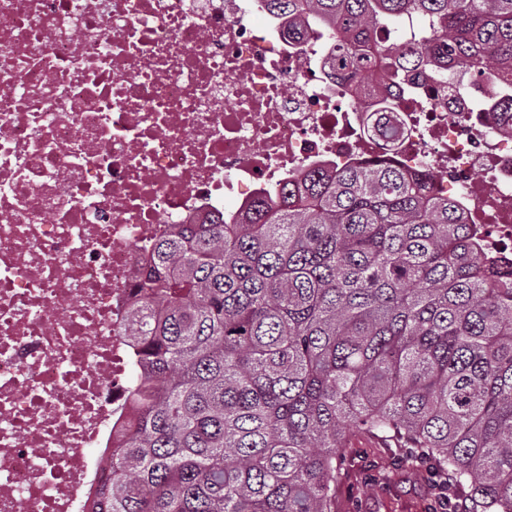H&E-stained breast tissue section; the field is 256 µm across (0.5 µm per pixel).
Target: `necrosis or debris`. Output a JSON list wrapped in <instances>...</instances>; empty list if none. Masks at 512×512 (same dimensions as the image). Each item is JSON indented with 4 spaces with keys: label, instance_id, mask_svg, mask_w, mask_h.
Masks as SVG:
<instances>
[{
    "label": "necrosis or debris",
    "instance_id": "obj_1",
    "mask_svg": "<svg viewBox=\"0 0 512 512\" xmlns=\"http://www.w3.org/2000/svg\"><path fill=\"white\" fill-rule=\"evenodd\" d=\"M373 39L393 51L360 81L262 0H0V512H87L153 245L226 200L323 165L430 168L482 251L512 257V88L406 72L414 17ZM386 103L392 144L366 125Z\"/></svg>",
    "mask_w": 512,
    "mask_h": 512
}]
</instances>
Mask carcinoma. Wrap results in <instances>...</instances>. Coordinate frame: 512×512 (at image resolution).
<instances>
[{"label":"carcinoma","instance_id":"carcinoma-1","mask_svg":"<svg viewBox=\"0 0 512 512\" xmlns=\"http://www.w3.org/2000/svg\"><path fill=\"white\" fill-rule=\"evenodd\" d=\"M351 39L409 14L428 54L512 84V0H267ZM425 170L285 179L160 241L133 311L130 420L94 512H335L355 430L512 512V262L478 251Z\"/></svg>","mask_w":512,"mask_h":512}]
</instances>
